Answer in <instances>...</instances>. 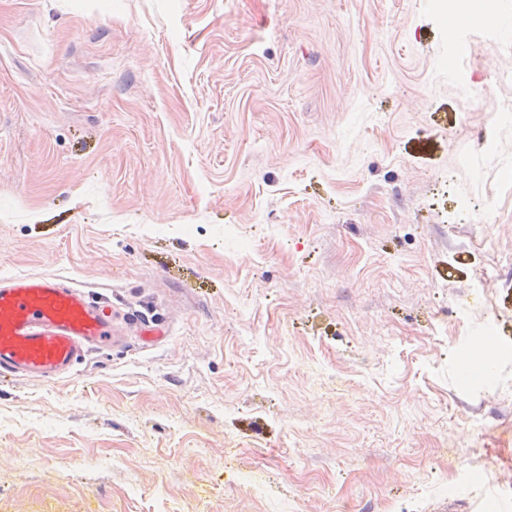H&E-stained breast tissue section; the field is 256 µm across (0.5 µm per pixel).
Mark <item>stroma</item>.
Returning a JSON list of instances; mask_svg holds the SVG:
<instances>
[{"instance_id": "35a3bbf8", "label": "stroma", "mask_w": 512, "mask_h": 512, "mask_svg": "<svg viewBox=\"0 0 512 512\" xmlns=\"http://www.w3.org/2000/svg\"><path fill=\"white\" fill-rule=\"evenodd\" d=\"M509 70L424 0H0V276L117 314L0 382V512H512Z\"/></svg>"}]
</instances>
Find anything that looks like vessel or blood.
I'll use <instances>...</instances> for the list:
<instances>
[{
  "label": "vessel or blood",
  "instance_id": "1",
  "mask_svg": "<svg viewBox=\"0 0 512 512\" xmlns=\"http://www.w3.org/2000/svg\"><path fill=\"white\" fill-rule=\"evenodd\" d=\"M113 341L110 315L86 288L62 277L0 278L1 377L55 381Z\"/></svg>",
  "mask_w": 512,
  "mask_h": 512
}]
</instances>
